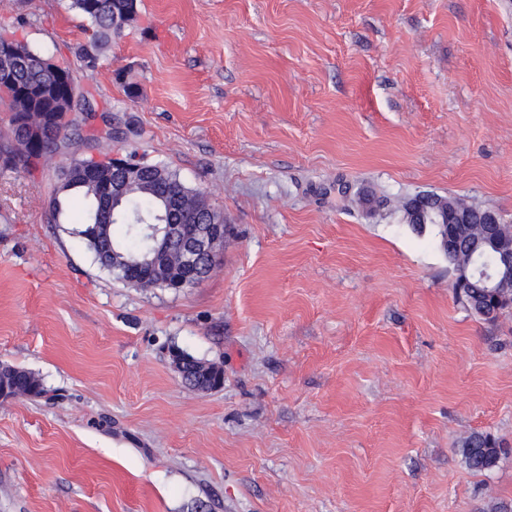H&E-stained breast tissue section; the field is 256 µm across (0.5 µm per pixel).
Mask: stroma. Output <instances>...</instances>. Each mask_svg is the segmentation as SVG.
<instances>
[{
  "label": "stroma",
  "instance_id": "obj_1",
  "mask_svg": "<svg viewBox=\"0 0 512 512\" xmlns=\"http://www.w3.org/2000/svg\"><path fill=\"white\" fill-rule=\"evenodd\" d=\"M69 0H0V36L68 66L113 153L224 211L210 275L100 269L59 169H0V512H512V311L475 317L402 204L512 224V0H140L95 70ZM387 197L370 210L363 190ZM220 364L183 383L172 349ZM504 452L489 474L471 433ZM0 380L15 397L37 399L48 394L39 375L23 368L1 365ZM466 466L479 473L492 471L498 464L503 448L490 434L473 433L462 442Z\"/></svg>",
  "mask_w": 512,
  "mask_h": 512
}]
</instances>
